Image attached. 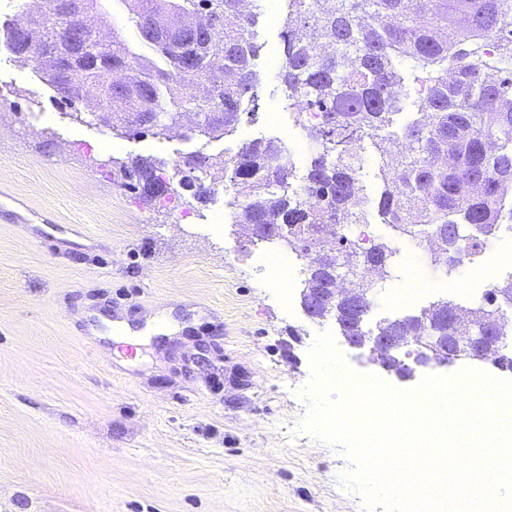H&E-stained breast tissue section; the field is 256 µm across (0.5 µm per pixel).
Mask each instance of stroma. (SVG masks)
I'll return each instance as SVG.
<instances>
[{
  "instance_id": "stroma-1",
  "label": "stroma",
  "mask_w": 512,
  "mask_h": 512,
  "mask_svg": "<svg viewBox=\"0 0 512 512\" xmlns=\"http://www.w3.org/2000/svg\"><path fill=\"white\" fill-rule=\"evenodd\" d=\"M255 108L233 135L127 136L104 153L95 117L62 119L31 66L0 49V512H387L346 479L340 444L304 431L309 352L331 334L356 373L414 390L462 363L401 378L349 348L333 318L301 308L306 273L286 291L231 217L233 195L181 188L184 157L212 158L256 137L301 133L287 107L285 0H260ZM161 164L174 202L113 181L107 156ZM80 227L74 236L72 227ZM366 319L417 315L438 299L462 308L484 290L403 247ZM144 330L134 354L113 317Z\"/></svg>"
}]
</instances>
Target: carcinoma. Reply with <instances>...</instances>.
Instances as JSON below:
<instances>
[{"label": "carcinoma", "instance_id": "cac0c4a2", "mask_svg": "<svg viewBox=\"0 0 512 512\" xmlns=\"http://www.w3.org/2000/svg\"><path fill=\"white\" fill-rule=\"evenodd\" d=\"M243 0H125L137 38L131 48L123 36L91 48L96 30L89 26L77 43L59 45L44 38L42 56L67 63L65 77L77 85V97L64 102L70 116L83 114L90 90L101 96V78L116 70L130 74L126 93L112 95L108 128L128 135L172 133L170 120L183 109L182 86H195L193 99L203 121L191 131L208 139L234 132L246 107L257 101L253 69L258 46L256 14L241 9ZM170 9L210 18L209 29L150 36L142 13ZM280 79L288 89V107L305 125L308 112L321 113L313 136L312 158L300 189L289 179L291 152L275 139L243 142L231 156L184 165L201 166L227 180L244 200L236 223L253 240H269L264 224H285L280 237L299 255L312 259L306 287L324 295L336 289V269L321 263L340 253L352 261L348 277L365 305L373 303L378 280L389 276L397 244L380 241L370 251L380 265L367 268L350 229L367 223V202L354 190L365 141L379 155L378 171L387 188L378 202L384 223L425 252L434 268H448L446 242L435 227L455 228L464 245L471 228L496 230L512 223L502 201L512 197V0H296L284 22ZM14 57L31 59L38 80L49 85L29 45H6ZM423 79L427 89L418 109L400 131L397 115L411 100L402 66ZM126 185L140 189L162 180L160 167L144 158L116 164ZM383 272L380 279L373 273ZM448 300L428 307L422 323L395 320L381 326L385 335H448L441 322ZM495 312L492 296L458 319L459 332H473ZM339 327L359 330L342 306L328 310Z\"/></svg>", "mask_w": 512, "mask_h": 512}]
</instances>
